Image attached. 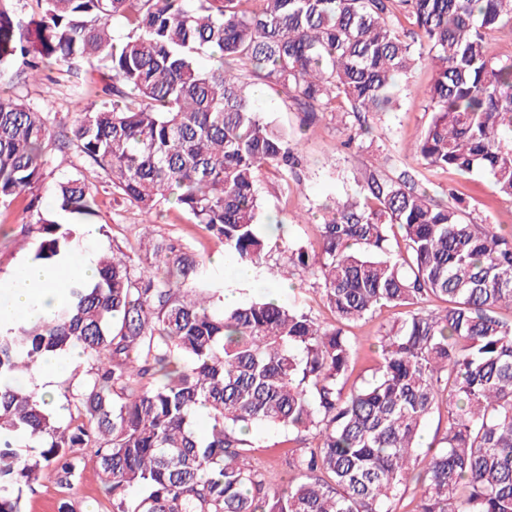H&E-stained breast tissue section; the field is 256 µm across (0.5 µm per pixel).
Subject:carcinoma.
I'll use <instances>...</instances> for the list:
<instances>
[{"label":"carcinoma","mask_w":512,"mask_h":512,"mask_svg":"<svg viewBox=\"0 0 512 512\" xmlns=\"http://www.w3.org/2000/svg\"><path fill=\"white\" fill-rule=\"evenodd\" d=\"M14 2L0 0V68L21 82L63 71L77 103L46 112L0 91V215L25 202L34 261L80 239L44 216V188L86 220L102 193L145 215L169 205L261 276L258 178L297 158L238 68L307 112L360 116L390 110L396 78L425 57L430 120L414 153L512 199V56L490 50L512 31V0H33L23 18ZM114 20L126 37L112 38ZM86 62L102 68L98 102ZM60 157L74 172L55 176ZM87 165L103 174L95 189ZM288 252V274L331 321L270 299L215 308L221 289L168 239L112 246L48 318L0 329V512H23L45 468L69 491L58 512H76L89 461L112 512H392L417 464L413 512H512V229L373 170L360 196L334 203L317 244ZM384 307L400 318L376 337L371 379L351 385L347 328ZM74 349L86 369L60 422L23 377ZM442 409L445 433L420 448ZM263 426L288 435L287 480L249 455ZM26 440L37 455L21 456Z\"/></svg>","instance_id":"cac0c4a2"}]
</instances>
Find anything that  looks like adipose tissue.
Here are the masks:
<instances>
[{
  "instance_id": "ef3b65f1",
  "label": "adipose tissue",
  "mask_w": 512,
  "mask_h": 512,
  "mask_svg": "<svg viewBox=\"0 0 512 512\" xmlns=\"http://www.w3.org/2000/svg\"><path fill=\"white\" fill-rule=\"evenodd\" d=\"M96 268V254L87 247L55 264L23 263L7 281L0 282V328L46 318L62 299V285L91 281Z\"/></svg>"
}]
</instances>
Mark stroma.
Returning a JSON list of instances; mask_svg holds the SVG:
<instances>
[{
    "label": "stroma",
    "mask_w": 512,
    "mask_h": 512,
    "mask_svg": "<svg viewBox=\"0 0 512 512\" xmlns=\"http://www.w3.org/2000/svg\"><path fill=\"white\" fill-rule=\"evenodd\" d=\"M432 75L429 62H418L409 75L407 87L399 91L394 108L378 115L367 114L362 122L339 112H321L314 119H307L280 90L248 77L254 107L297 142L302 160L297 174L288 179L265 171L258 181L264 223L277 221L282 225V241L273 245L263 279L264 284L277 288L279 302L304 308L320 320H329V312L309 284L289 278L287 247L298 241H316L318 227L328 216L335 198L355 195L365 175L373 169L389 176L411 171L436 203L448 205L457 198L475 223L512 225V204L497 194L488 178L431 171L407 152V145L421 137L430 117L427 88ZM10 92L24 103L52 112L73 109L64 77L56 72L35 82L11 84ZM22 219L21 208H14L8 219L12 234L7 238L0 236V278L10 275L31 257L29 242L18 233ZM99 220L109 224L110 229L108 235L96 236L97 252L107 251L115 241L135 247L141 239L157 234L177 237L202 259L210 279L224 284V269L213 262L215 256L223 254V246L186 217L171 211L163 218H147L137 209L117 205L106 197L100 203ZM397 316L396 310L385 308L372 319L350 328L349 334L359 348L354 380L371 375L375 362L369 346L381 324Z\"/></svg>",
    "instance_id": "35a3bbf8"
}]
</instances>
